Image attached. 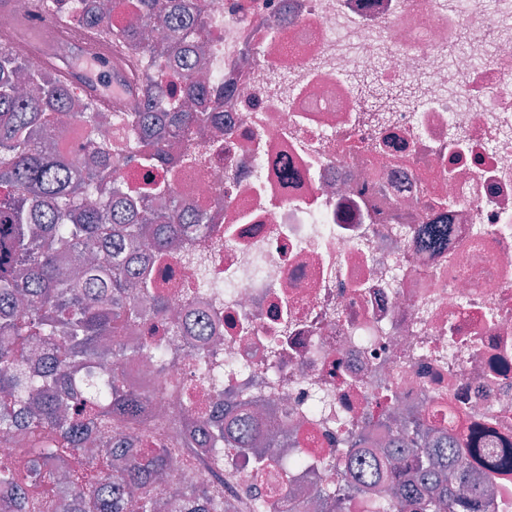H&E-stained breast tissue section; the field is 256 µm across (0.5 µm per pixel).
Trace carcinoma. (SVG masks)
Instances as JSON below:
<instances>
[{
    "mask_svg": "<svg viewBox=\"0 0 512 512\" xmlns=\"http://www.w3.org/2000/svg\"><path fill=\"white\" fill-rule=\"evenodd\" d=\"M44 13L61 26L78 20L93 31L106 27L112 44L142 61L140 98L126 112L106 116L96 100L64 87L60 74L18 48H0V434L25 433L33 451L25 469L0 463V486L12 490L0 512H171L179 498L165 485L169 454L140 447L153 420L158 382L149 390L124 381L134 354L157 357L161 346L139 345L127 334L145 320L139 300L151 297V315L167 320L168 304L155 294L145 253L170 256L192 229L208 228L204 214L187 217L169 184L149 188L141 204L127 196L115 162L116 143L131 141L122 157L152 167L173 160L200 166L212 126L203 106L204 84L196 77L205 48L193 46L184 83L192 106L151 111L161 93L158 59L182 51L190 19L175 0H72L71 11L42 0ZM169 29L165 42L145 38L142 25ZM67 113L101 137L88 140L79 165L55 148L59 115ZM142 426L120 434L101 450L102 475L79 484L71 460L82 457L96 433L116 423ZM218 439L252 449L256 467L275 442L261 426L243 434L221 424ZM445 433L430 434L416 422L395 428L388 446L372 457L353 448L336 458L347 492L378 490L374 512H498L497 500L468 468L467 456ZM323 512H344L341 489L319 488ZM193 499L209 500L202 486ZM211 501V500H209ZM207 512H236L217 499Z\"/></svg>",
    "mask_w": 512,
    "mask_h": 512,
    "instance_id": "cac0c4a2",
    "label": "carcinoma"
}]
</instances>
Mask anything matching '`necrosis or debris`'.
Returning <instances> with one entry per match:
<instances>
[{"label": "necrosis or debris", "instance_id": "necrosis-or-debris-1", "mask_svg": "<svg viewBox=\"0 0 512 512\" xmlns=\"http://www.w3.org/2000/svg\"><path fill=\"white\" fill-rule=\"evenodd\" d=\"M208 50L207 100L223 131L200 166L121 168L168 182L208 217L202 268L153 266L183 332L156 333L172 386L146 445L193 423L196 399L233 431L288 430L291 461L256 476L250 457L175 448L171 486L208 482L248 512L336 483L333 450L390 438L415 413L454 442L478 427L512 446V0H179ZM31 0L0 35L44 64H138L82 23L32 39ZM203 346L211 380L197 371Z\"/></svg>", "mask_w": 512, "mask_h": 512}]
</instances>
